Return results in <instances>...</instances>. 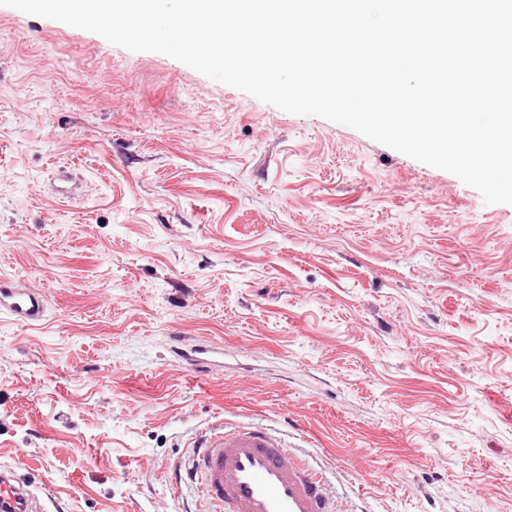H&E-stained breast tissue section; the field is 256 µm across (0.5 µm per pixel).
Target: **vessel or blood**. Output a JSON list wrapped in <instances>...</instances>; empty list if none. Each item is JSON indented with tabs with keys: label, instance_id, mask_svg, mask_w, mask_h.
<instances>
[{
	"label": "vessel or blood",
	"instance_id": "obj_1",
	"mask_svg": "<svg viewBox=\"0 0 512 512\" xmlns=\"http://www.w3.org/2000/svg\"><path fill=\"white\" fill-rule=\"evenodd\" d=\"M47 309L42 293L0 276V314L32 325ZM189 481L200 482L204 512H335L321 475L271 429L216 424L192 444ZM0 512H44L11 471H0Z\"/></svg>",
	"mask_w": 512,
	"mask_h": 512
}]
</instances>
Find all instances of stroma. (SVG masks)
<instances>
[{"label":"stroma","mask_w":512,"mask_h":512,"mask_svg":"<svg viewBox=\"0 0 512 512\" xmlns=\"http://www.w3.org/2000/svg\"><path fill=\"white\" fill-rule=\"evenodd\" d=\"M1 273L47 298L0 314V469L47 512H197L219 419L341 512H512V204L446 171L0 5Z\"/></svg>","instance_id":"obj_1"}]
</instances>
